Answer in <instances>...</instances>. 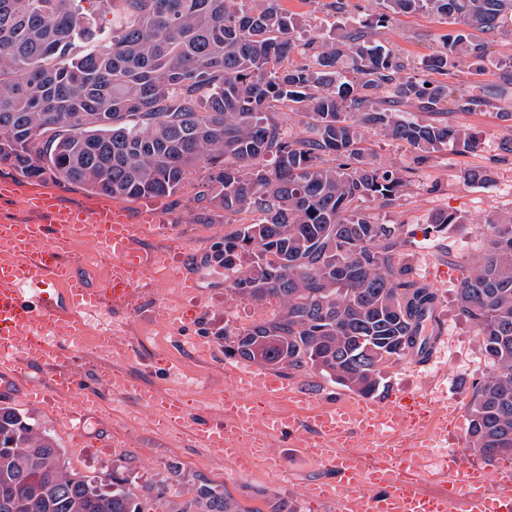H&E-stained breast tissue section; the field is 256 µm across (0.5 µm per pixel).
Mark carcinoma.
Segmentation results:
<instances>
[{
    "label": "carcinoma",
    "mask_w": 512,
    "mask_h": 512,
    "mask_svg": "<svg viewBox=\"0 0 512 512\" xmlns=\"http://www.w3.org/2000/svg\"><path fill=\"white\" fill-rule=\"evenodd\" d=\"M266 2L100 0L112 14L100 33L81 0H0V165L126 201L194 181L204 209L255 215L224 234L210 262L236 297L281 309L224 333V355L372 396L388 363L427 359L440 324L436 291L395 262L404 225L364 207L394 204L406 179L375 164L360 130L408 144L421 166L450 144L472 149L466 131L435 116L481 100L453 81L401 75L404 61L357 29L346 43L304 41L280 0ZM383 2L379 27L410 11L459 26L422 62L448 77L486 62L488 42L469 30L494 34L512 20V0ZM279 106L309 117L304 136L283 131ZM409 107L431 119L408 117ZM486 231L484 256L461 263L456 301L493 367L467 432L491 462L512 457V214L488 218ZM165 493L160 485L145 501L126 478L69 470L46 431L0 406V512H259L206 482L185 504Z\"/></svg>",
    "instance_id": "1"
}]
</instances>
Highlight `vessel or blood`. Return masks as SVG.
<instances>
[{"label": "vessel or blood", "mask_w": 512, "mask_h": 512, "mask_svg": "<svg viewBox=\"0 0 512 512\" xmlns=\"http://www.w3.org/2000/svg\"><path fill=\"white\" fill-rule=\"evenodd\" d=\"M0 199L34 216L25 224L0 221V242L13 245L11 261L0 262V392L11 393L22 382H44L41 398L78 434L86 428V411L100 408L108 392L173 407V400L158 399L131 383L125 370L107 358L97 365L94 382L80 385L70 371L72 351L61 343L57 328L66 324L81 333L84 315L95 313L107 299L116 308L132 307L146 276L174 277L185 255H177L174 265L145 270L136 247L140 226L106 196L87 208H68L46 187L1 178ZM76 243L92 244L111 258L112 272L103 288L87 287L65 261ZM224 375L229 380L224 405L234 417L249 413L259 397L284 403V410L268 413L264 438L307 426L313 437L301 441L300 453L335 470L327 494L345 512H512V473H500L494 490L460 449H450L444 459L426 456L428 420H448L427 394L402 390L384 404L356 396L327 400L260 366L228 365ZM177 421L200 448L217 456L230 452L237 428L223 417L182 413ZM352 435L360 438L361 451L347 449ZM433 466L441 484L436 492L424 487Z\"/></svg>", "instance_id": "1"}]
</instances>
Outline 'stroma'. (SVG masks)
<instances>
[{
  "instance_id": "35a3bbf8",
  "label": "stroma",
  "mask_w": 512,
  "mask_h": 512,
  "mask_svg": "<svg viewBox=\"0 0 512 512\" xmlns=\"http://www.w3.org/2000/svg\"><path fill=\"white\" fill-rule=\"evenodd\" d=\"M329 0H282L281 5L294 14L305 33L322 40H333L341 29L359 21L367 40L400 55L409 66L443 48L444 37L453 27L425 12L397 15L392 23L379 27L376 17L383 13L382 0H346V17L336 20ZM491 60L482 71L457 70L455 82L482 97L484 103L470 112H449V125L465 129L477 143V151L462 153L448 147L434 153L430 161L409 177L401 199L393 205L370 203L369 211L383 224L403 225L408 242L396 257L399 264L410 265L416 279L433 288L439 297L437 316L442 325L441 356L428 364L406 357L393 362L384 371L386 387L378 401H386L394 390L431 389L436 400H451L459 407V423L451 429L448 443L464 440L475 398V385L491 372L482 341L471 321L460 315L455 302L461 278V259L476 260L483 253L481 227L494 214L512 213V158H505L504 144L512 141V121L501 113H512V97L494 96L499 83V61L512 57V29L501 28L489 38ZM491 169L490 183L474 186L463 178L474 165ZM194 186L185 187L171 198H143L126 203L132 222L142 214L158 209L162 224L146 228L137 239L144 261L160 251H178L194 255L186 266L201 298L195 319L175 323L165 316L167 304L179 283L170 279L149 281V290L137 302L138 312L113 308L104 302L101 318L87 317L83 329L86 344L77 349L71 371L82 382H90L99 355L92 341L98 320H106L116 350L133 349L122 367L134 382L158 389L169 388V367H177L191 386L184 393L188 413L212 414L219 410L224 395V334L242 330L276 314L279 305L241 300L224 286V271L209 268L205 257L224 239L225 231L252 222L246 213L224 215L201 210L194 200ZM442 211L464 216V223L436 231L429 218ZM18 409L53 436L63 451L69 469L80 475L111 481L113 475L128 478L137 494L150 487L165 485L170 500L183 503L192 499V488L207 479L224 486L234 498L267 512L270 505L285 500L297 512H340L333 500L305 498L307 485L331 481L334 471L313 459L290 458L282 472L265 465L243 466L232 458H216L198 448L178 427L145 431L133 417L141 405L133 398L105 396L100 414L89 419L84 437H77L59 425L52 410L43 403L20 397L0 396V405Z\"/></svg>"
}]
</instances>
